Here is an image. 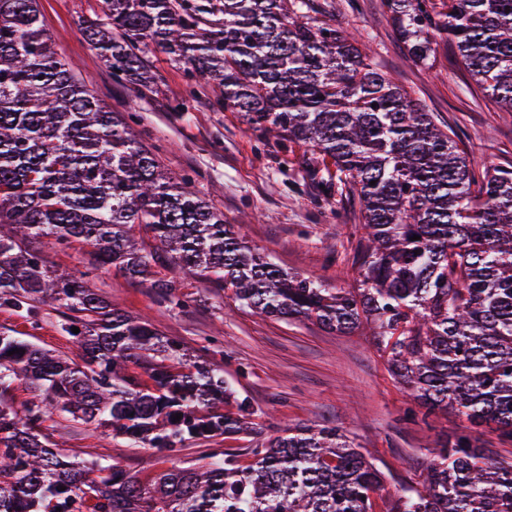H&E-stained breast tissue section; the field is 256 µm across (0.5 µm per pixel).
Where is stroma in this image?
I'll use <instances>...</instances> for the list:
<instances>
[{"label": "stroma", "mask_w": 512, "mask_h": 512, "mask_svg": "<svg viewBox=\"0 0 512 512\" xmlns=\"http://www.w3.org/2000/svg\"><path fill=\"white\" fill-rule=\"evenodd\" d=\"M318 19L354 33L378 68L418 100L436 122L477 162L512 167V112L479 90L438 44L429 64L409 60L383 0H316ZM44 26L61 56L110 110L121 113L136 139L176 178L238 224L248 244L281 268L329 288L354 281L353 257L359 239V207L340 184L319 185L329 160L304 145L283 146L261 136L225 111L211 82L194 80L160 51L145 59L151 86L112 74L83 33L100 18L101 0H38ZM45 264L57 273L90 272L101 294L134 316L146 317L164 337L179 341L188 361H208L255 410L264 436L300 427L336 428L367 448L384 475L376 498L384 504L418 486L422 471L449 435L464 432L493 457L512 456V441L494 426H470L456 415L414 420V402L388 371L370 330L339 335L307 320H276L254 314L231 294L205 279L174 268L166 271L182 308L160 301L150 288L112 270H90L85 247L42 241ZM59 309L41 307L28 320L0 308V333L30 341L60 355L73 351L63 334ZM42 431L69 456L118 461L147 479L171 466L197 463L205 447L247 455L255 441L217 436L171 452L136 448L93 427L57 416Z\"/></svg>", "instance_id": "obj_1"}]
</instances>
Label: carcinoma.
Returning <instances> with one entry per match:
<instances>
[{"label": "carcinoma", "instance_id": "carcinoma-1", "mask_svg": "<svg viewBox=\"0 0 512 512\" xmlns=\"http://www.w3.org/2000/svg\"><path fill=\"white\" fill-rule=\"evenodd\" d=\"M104 3L107 24L85 34L113 72L146 82L142 53L154 45L216 83L224 110L249 129L332 160L359 205L358 279L327 288L254 251L76 77L37 0H0V306L66 309L61 327L78 351L75 361L0 334V394L20 381L42 396L21 413L0 405V512H375L382 481L334 428L269 438L248 464L207 448L200 463L145 482L117 463L62 459L41 433L56 410L143 448L251 435L257 423L219 369L187 367L180 342L89 281L49 275L30 239L86 244L92 265L177 306L162 276L171 266L267 318L340 334L370 324L391 376L425 415L451 410L512 440V170L477 163L353 37L313 17L314 0ZM384 5L414 63L449 42L475 84L512 112V0ZM386 512H512V460L457 434L421 488Z\"/></svg>", "mask_w": 512, "mask_h": 512}]
</instances>
